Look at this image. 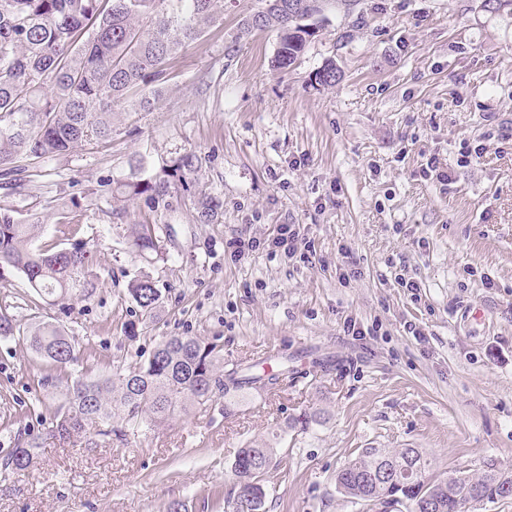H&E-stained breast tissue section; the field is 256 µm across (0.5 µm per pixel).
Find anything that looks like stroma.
<instances>
[{
	"mask_svg": "<svg viewBox=\"0 0 512 512\" xmlns=\"http://www.w3.org/2000/svg\"><path fill=\"white\" fill-rule=\"evenodd\" d=\"M254 3L224 0L222 25L174 60L159 109L114 104L108 142L0 179V207L40 225L34 246L97 249L93 290L53 305L0 273V313L21 329L0 336V454L41 443L33 469L0 477V512H224L235 455L254 440L273 446L267 512H358L335 476L369 446L422 449L441 479L491 459L512 469V9L358 0L275 69V32L236 37ZM330 57L342 81L311 86ZM465 144L482 152L463 167ZM188 152L201 158L188 191L157 212L112 197L130 159L146 178ZM432 156L449 184L421 177ZM210 197L223 207L203 224ZM147 214L164 258L145 267L127 228ZM281 224L299 225L307 259L268 249ZM234 240L254 247L232 259ZM144 269L161 307L129 337L128 283ZM47 324L79 342L72 379L145 361L171 336L217 343L229 365L284 359L288 373L271 392L62 444L47 431L66 387L42 385L47 365L22 337ZM304 410L323 422L288 429Z\"/></svg>",
	"mask_w": 512,
	"mask_h": 512,
	"instance_id": "1",
	"label": "stroma"
}]
</instances>
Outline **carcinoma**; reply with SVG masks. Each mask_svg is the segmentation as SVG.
<instances>
[{"label": "carcinoma", "instance_id": "carcinoma-1", "mask_svg": "<svg viewBox=\"0 0 512 512\" xmlns=\"http://www.w3.org/2000/svg\"><path fill=\"white\" fill-rule=\"evenodd\" d=\"M351 0H256L242 19L240 36L277 32L279 47L272 67L296 63L318 36L326 12L349 8ZM224 0H0V176L9 178L17 163L63 154L112 135V105L123 102L136 112H151L173 78L172 61L188 45L223 22ZM342 75L336 61L309 76L310 85L332 87ZM199 158L186 153L161 172L116 182L112 194L145 197L154 212L172 189L187 187V176ZM222 209L217 198L200 203L197 218L215 220ZM38 225L21 224L0 211V265L20 272L28 285L50 303L63 299L77 283L96 278V250L86 242L69 248H35ZM134 258L151 263L159 257L156 225L144 219L129 225ZM128 295L142 319H154L161 293L143 273L130 281ZM30 348L60 371L78 360L79 343L54 326L38 327L25 336ZM279 374H255L250 368L224 366L217 345L196 336L161 341L139 366L121 368L107 377L89 373L69 387L67 406L52 431L65 442L88 427L108 425L118 417L120 433L140 424H162L176 412L204 404L220 392L264 389ZM40 443L32 439L0 460V474L32 467ZM273 449L248 444L232 465L236 493L224 501V512H266L265 476ZM431 463L419 448H361L336 473V492L377 512L391 498L405 512H425L429 497L440 512H463L469 493L486 502L512 497V470L501 467L465 477L428 479Z\"/></svg>", "mask_w": 512, "mask_h": 512}]
</instances>
